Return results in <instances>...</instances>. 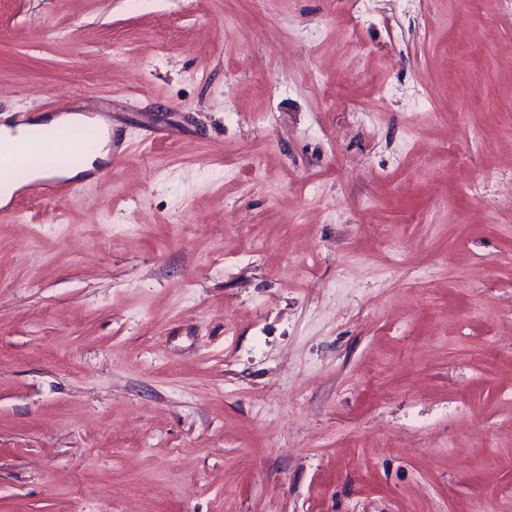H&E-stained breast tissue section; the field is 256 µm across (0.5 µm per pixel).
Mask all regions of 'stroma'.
Instances as JSON below:
<instances>
[{
  "label": "stroma",
  "instance_id": "obj_1",
  "mask_svg": "<svg viewBox=\"0 0 512 512\" xmlns=\"http://www.w3.org/2000/svg\"><path fill=\"white\" fill-rule=\"evenodd\" d=\"M0 512H512V0H0ZM91 120L82 114H63L60 116L52 117L48 121H36L29 124H20L13 130L10 127L4 126L0 130V140L4 143H13L20 139H43L50 130L66 126L70 124H87ZM16 132V135H13ZM111 132L109 127L106 124H101V133L98 139V146L94 148L92 151L86 154V160L82 167L78 169H62L56 170L53 172L45 171L39 167L31 168L30 178L32 179H48L54 177H63V178H75L78 175L93 170L95 165L99 163V161H105L108 159V156L111 151Z\"/></svg>",
  "mask_w": 512,
  "mask_h": 512
}]
</instances>
